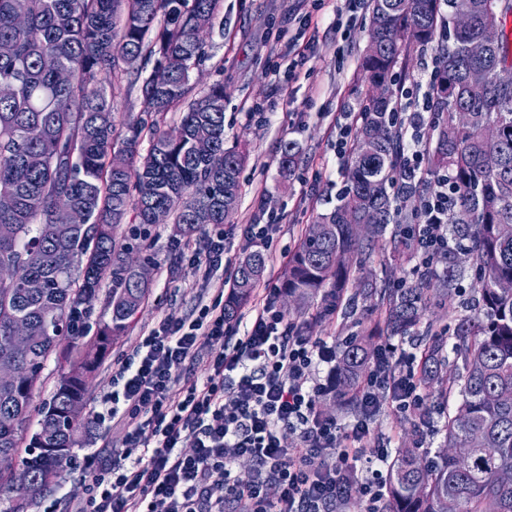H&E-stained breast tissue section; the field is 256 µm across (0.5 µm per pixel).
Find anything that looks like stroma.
I'll return each mask as SVG.
<instances>
[{
	"label": "stroma",
	"mask_w": 512,
	"mask_h": 512,
	"mask_svg": "<svg viewBox=\"0 0 512 512\" xmlns=\"http://www.w3.org/2000/svg\"><path fill=\"white\" fill-rule=\"evenodd\" d=\"M368 0H222L223 27L205 37L208 59L191 75L196 94L217 82L224 85L227 145L247 148L249 160L240 176L236 214L226 224V252L212 277L195 274L194 250L204 248L203 235L177 239L171 223L156 224L131 257L148 262L151 288L125 335L114 340L108 354L89 377L88 412L99 411L112 391V373L159 321L179 322L216 288L228 284L236 260L249 248L243 230L250 224H272L271 250L290 255L318 212L328 208L343 185L336 165V135L345 113L358 112L370 93L359 69L367 47ZM270 122H262L261 113ZM299 144L301 162L294 174L279 171L280 146ZM364 276L379 287L412 279V265L396 268L387 243H379L367 261ZM466 291L451 307L431 308L423 322L452 332L462 315H473L471 269L460 274ZM125 429L112 421L95 422L83 430L58 481L29 512H74L87 494L92 477L113 451L125 444ZM444 441L418 418L395 412L383 403L370 423V447L414 446L435 451Z\"/></svg>",
	"instance_id": "obj_1"
}]
</instances>
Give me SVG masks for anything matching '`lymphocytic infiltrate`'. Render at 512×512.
<instances>
[{"label": "lymphocytic infiltrate", "instance_id": "f902f5d3", "mask_svg": "<svg viewBox=\"0 0 512 512\" xmlns=\"http://www.w3.org/2000/svg\"><path fill=\"white\" fill-rule=\"evenodd\" d=\"M432 83L421 75L399 97L401 167L415 177L427 168ZM415 206L411 235L425 267L455 247L447 175L435 177ZM278 294L267 286L244 322L225 320L219 292L195 318L160 321L143 336L113 374L101 411L127 427V445L100 469L77 512H336L356 482L367 512H384L380 466L391 451L368 449L369 424L386 399L430 419L417 355L382 345L355 394L358 418L338 423L317 410L318 399L336 390V346L289 323ZM202 347L209 350L202 375L177 381ZM241 459L253 465L250 481L234 473Z\"/></svg>", "mask_w": 512, "mask_h": 512}]
</instances>
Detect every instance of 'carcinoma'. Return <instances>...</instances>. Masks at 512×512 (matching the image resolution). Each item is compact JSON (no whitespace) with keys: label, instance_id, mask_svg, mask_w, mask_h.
<instances>
[{"label":"carcinoma","instance_id":"carcinoma-1","mask_svg":"<svg viewBox=\"0 0 512 512\" xmlns=\"http://www.w3.org/2000/svg\"><path fill=\"white\" fill-rule=\"evenodd\" d=\"M220 0H0V42L15 47L0 57V83L14 87L0 97V195L14 207L0 211V268L14 267L16 277L0 283V365L11 366L14 382L0 383V455L15 456L24 434L47 360L59 353L64 332L80 348V367L59 375L51 399L39 408L41 419L31 436L22 468L32 476L26 487L0 476V496L8 495L5 512H28L59 477L63 463L79 443V422L92 373L112 341L124 335L143 304L150 283L127 262L129 246L116 231L128 215L142 228L151 225L149 211L163 208L174 215L183 238L208 225L226 224L238 208L240 174L246 156L224 138V84L215 83L193 97L190 70L207 58L200 34L212 29ZM512 0H371L368 41L361 69L369 84H384L389 98H368L355 120L354 143L345 166L344 185L336 203L316 215L320 228L306 230L288 257L280 295L306 314L341 311L348 319L358 300H371L388 336H415L428 307L455 298L456 273H476L478 312L462 317L453 341L427 330L418 369L427 395L443 405L448 386L438 372L461 362L454 381L457 404L444 422V443L433 455L398 448L386 476L388 512H512V38L506 32ZM500 29L499 41L481 57L467 53L488 22ZM440 43L443 62L432 86L435 121L428 153L432 174L447 172L456 190L451 213L453 235L469 240L448 254L440 274L420 271L399 288L348 285L363 269L379 241L387 238L393 260H405L409 248L414 200L426 190L417 180L395 196L400 174V142L395 126L394 70L403 41ZM51 56L69 72L62 83L57 71L44 67ZM154 62L138 86L143 110L130 112L124 133L115 132L112 116L114 79L141 60ZM481 68L486 79L470 86L466 75ZM184 107L179 124L165 116ZM468 112V125L456 113ZM495 124L501 140L488 145L481 130ZM150 145L140 154L141 141ZM211 150L200 155L195 143ZM300 148L281 145L279 168L291 174ZM69 196L88 222L70 237L54 233L53 206L58 194ZM368 221L361 233L351 224ZM267 267L261 250L244 251L224 297V316L232 319L252 300ZM36 278L44 288L31 294L26 282ZM112 279L110 322L83 343L91 309L87 297ZM17 319L31 323L24 347L13 341ZM371 362L366 340L357 333L342 339L340 377L335 397L342 400ZM450 448L470 449L466 468Z\"/></svg>","mask_w":512,"mask_h":512}]
</instances>
